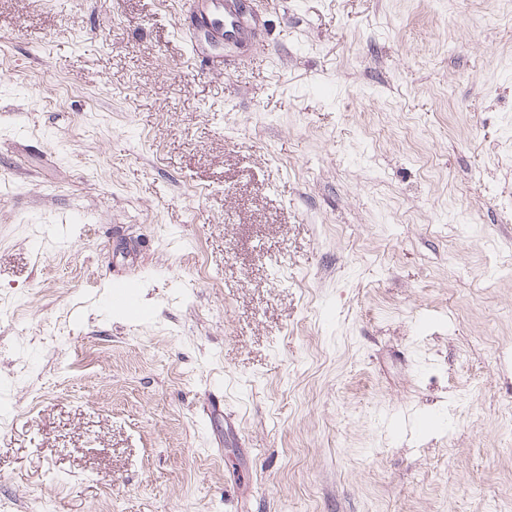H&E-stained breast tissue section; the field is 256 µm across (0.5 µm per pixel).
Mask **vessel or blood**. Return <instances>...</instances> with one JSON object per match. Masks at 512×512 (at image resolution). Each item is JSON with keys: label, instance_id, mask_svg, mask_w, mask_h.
<instances>
[{"label": "vessel or blood", "instance_id": "vessel-or-blood-1", "mask_svg": "<svg viewBox=\"0 0 512 512\" xmlns=\"http://www.w3.org/2000/svg\"><path fill=\"white\" fill-rule=\"evenodd\" d=\"M194 13L186 31L193 45L208 42L214 45L224 40L243 41L252 28L238 11L237 0H193Z\"/></svg>", "mask_w": 512, "mask_h": 512}]
</instances>
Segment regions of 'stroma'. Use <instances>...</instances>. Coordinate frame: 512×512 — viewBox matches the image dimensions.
Returning a JSON list of instances; mask_svg holds the SVG:
<instances>
[{"instance_id":"1","label":"stroma","mask_w":512,"mask_h":512,"mask_svg":"<svg viewBox=\"0 0 512 512\" xmlns=\"http://www.w3.org/2000/svg\"><path fill=\"white\" fill-rule=\"evenodd\" d=\"M187 4L0 0V512H512V0ZM193 5L194 13L185 30L195 52L203 40L215 46L226 39L237 42L251 36L252 28L238 12L236 0H194Z\"/></svg>"}]
</instances>
